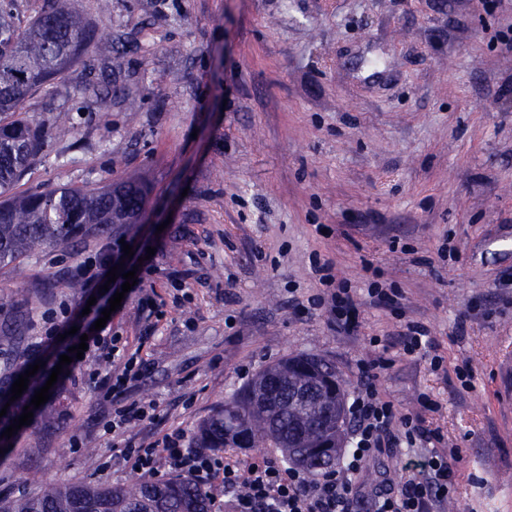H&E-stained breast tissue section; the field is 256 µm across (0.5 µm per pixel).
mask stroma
<instances>
[{
    "instance_id": "obj_1",
    "label": "stroma",
    "mask_w": 512,
    "mask_h": 512,
    "mask_svg": "<svg viewBox=\"0 0 512 512\" xmlns=\"http://www.w3.org/2000/svg\"><path fill=\"white\" fill-rule=\"evenodd\" d=\"M72 2L105 36L28 102L48 139L18 188L137 177L149 221L0 265L24 336L0 335V400L29 365L62 368L0 454V498L132 486L125 446L194 434L289 355L326 358L355 396L376 337L392 360L379 389L408 410L435 403L425 418L459 451L444 512H512V287L499 286L512 279V0ZM107 242L132 246L123 269L137 278L108 324L146 363L120 392L59 363L123 291L68 287ZM327 259L355 295L348 333L307 303ZM374 282L395 302L373 300ZM57 316L60 336L42 341ZM411 319L429 330L422 359L401 352ZM139 401L152 418L106 431Z\"/></svg>"
}]
</instances>
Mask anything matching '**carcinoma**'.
<instances>
[{"label":"carcinoma","mask_w":512,"mask_h":512,"mask_svg":"<svg viewBox=\"0 0 512 512\" xmlns=\"http://www.w3.org/2000/svg\"><path fill=\"white\" fill-rule=\"evenodd\" d=\"M25 26L13 23L16 0H0V264L106 233L127 223L146 202L144 184H125L113 208L112 184L15 191L43 150L40 127L25 116L28 100L79 65L99 34L97 24L71 0H43ZM345 395L335 368L302 354L261 370L202 422L199 448H279L318 475L335 465L343 448ZM209 494L187 478L145 480L131 487L46 484L33 496L1 500L0 512H210Z\"/></svg>","instance_id":"obj_1"}]
</instances>
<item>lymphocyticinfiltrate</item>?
I'll return each mask as SVG.
<instances>
[{"instance_id": "lymphocytic-infiltrate-1", "label": "lymphocytic infiltrate", "mask_w": 512, "mask_h": 512, "mask_svg": "<svg viewBox=\"0 0 512 512\" xmlns=\"http://www.w3.org/2000/svg\"><path fill=\"white\" fill-rule=\"evenodd\" d=\"M331 262L315 271L325 289L312 298L313 306L325 309L333 325L350 330L354 296L347 282L335 280ZM94 358L112 364V388L121 390L139 363L137 353L121 346L119 337L96 335L89 339ZM391 359L376 355L358 367L360 388L349 406L355 422L354 446L347 451L341 469L312 478L303 469L265 456L242 460L219 455L186 443L184 430L167 433L161 445L127 447L122 456L141 477L185 475L212 492L215 512H437L454 485L450 465L457 452L442 454L436 447L443 436L425 425L416 411H402L383 396L375 378L388 369ZM421 445L418 461L402 467L399 481L364 491L360 477L367 462L379 456L395 457L400 444Z\"/></svg>"}]
</instances>
